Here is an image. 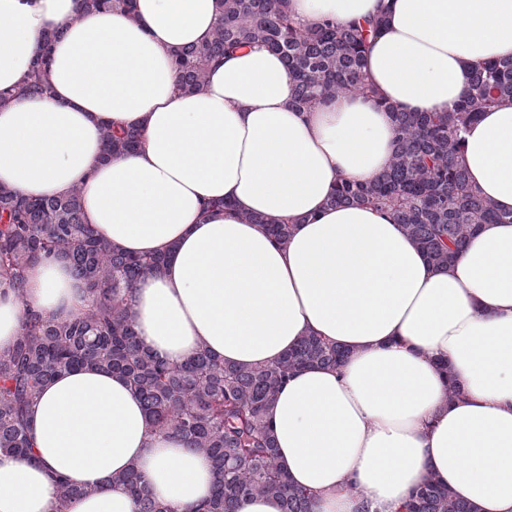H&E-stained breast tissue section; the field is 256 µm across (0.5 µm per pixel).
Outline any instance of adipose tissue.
I'll use <instances>...</instances> for the list:
<instances>
[{"mask_svg":"<svg viewBox=\"0 0 512 512\" xmlns=\"http://www.w3.org/2000/svg\"><path fill=\"white\" fill-rule=\"evenodd\" d=\"M288 9L301 29L383 16L364 60L372 94L295 110L284 61L257 45L211 66L204 91L178 90L172 55L211 37L218 0H136L131 15L0 0V90L28 73L47 31H64L48 92L0 107V184L25 196L79 190L87 223L113 245L165 255L127 305L142 347L169 363L204 349L266 366L311 335L344 350L338 366L294 372L267 409L277 464L311 512H404L431 478L473 512H512V224L480 225L440 268L389 214L328 203L340 178L387 167L395 131L380 101L449 111L475 66L512 55V0ZM108 127L139 129L140 148L104 159ZM463 137L471 188L512 213V99ZM282 221L284 244L267 229ZM86 305L65 261L40 262L24 299L0 295V350L27 311L58 318ZM30 414L33 460L0 453V512H59L57 475L92 490L69 512H138L117 480L133 465L170 512L211 495L209 461L159 432L119 374L62 373Z\"/></svg>","mask_w":512,"mask_h":512,"instance_id":"obj_1","label":"adipose tissue"}]
</instances>
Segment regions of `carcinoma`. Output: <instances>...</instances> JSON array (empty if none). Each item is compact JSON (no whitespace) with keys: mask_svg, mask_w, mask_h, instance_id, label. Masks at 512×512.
I'll return each mask as SVG.
<instances>
[{"mask_svg":"<svg viewBox=\"0 0 512 512\" xmlns=\"http://www.w3.org/2000/svg\"><path fill=\"white\" fill-rule=\"evenodd\" d=\"M89 13L120 7L132 0H79ZM382 19L339 25L327 22L301 30L294 26L288 0H219L210 39L174 55L177 87L203 91L208 68L224 55L252 45L265 46L284 60L292 80L291 103L308 111L339 93L368 94L362 72L370 37ZM51 33L25 80L0 91V106L18 95L47 90ZM512 97V55L472 69L461 99L448 112H403L383 102L396 130L394 152L384 171L368 182L341 179L332 206L364 204L386 211L438 267H446L478 224H511L512 213L499 214L469 185L459 163L462 131L477 112ZM136 128H105V154L134 149ZM54 256L63 258L83 280L90 299L78 316L53 320L29 310L22 332L0 351V452L25 458L31 453L29 408L56 374L93 364L124 374L162 432L173 431L189 448L211 462L215 484L201 512H234V505L255 492L275 496L283 512H309L307 491L288 483L276 461L265 420L288 375L309 365L335 367L344 352L318 336H307L279 362L267 367L226 365L201 350L192 360L171 364L141 349L124 293L163 261L161 255H132L112 246L85 223L80 192L65 196L24 197L0 185V288L22 300L27 270ZM118 480L139 503V512H166L154 493L130 467ZM64 504L89 495L59 478ZM406 512H468L436 480L416 487Z\"/></svg>","mask_w":512,"mask_h":512,"instance_id":"carcinoma-1","label":"carcinoma"}]
</instances>
